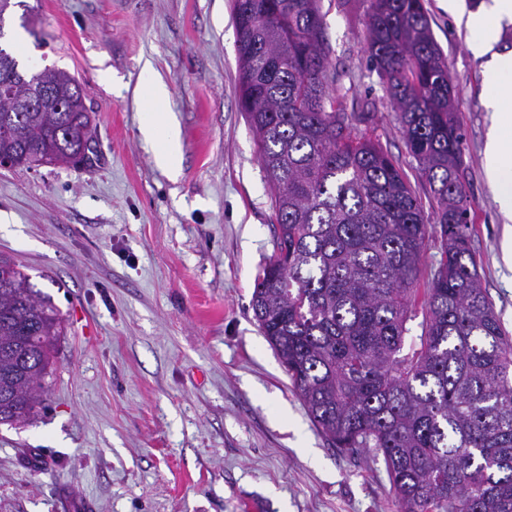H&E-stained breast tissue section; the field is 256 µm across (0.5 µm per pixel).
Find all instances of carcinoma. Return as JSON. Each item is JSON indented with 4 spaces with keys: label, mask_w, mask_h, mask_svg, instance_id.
<instances>
[{
    "label": "carcinoma",
    "mask_w": 512,
    "mask_h": 512,
    "mask_svg": "<svg viewBox=\"0 0 512 512\" xmlns=\"http://www.w3.org/2000/svg\"><path fill=\"white\" fill-rule=\"evenodd\" d=\"M238 100L271 188L275 252L254 319L307 414L336 448L382 456L398 512H512V336L482 288L457 92L425 0H370L367 52L431 192L354 133L326 90L318 0H232ZM54 69L0 62V88L46 82L64 112H0V157L38 167L77 155L90 114ZM441 240L424 276L425 243ZM425 287H420V283ZM425 310L403 355L407 323ZM63 319L0 254V424L37 414Z\"/></svg>",
    "instance_id": "carcinoma-1"
}]
</instances>
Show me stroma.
I'll use <instances>...</instances> for the list:
<instances>
[{"label": "stroma", "instance_id": "stroma-1", "mask_svg": "<svg viewBox=\"0 0 512 512\" xmlns=\"http://www.w3.org/2000/svg\"><path fill=\"white\" fill-rule=\"evenodd\" d=\"M458 92L472 247L512 331V240L485 170L492 112L469 5L425 0ZM327 86L419 195L386 85L369 64L367 0H321ZM20 68L79 78L87 165L0 169V254L64 320L37 416L0 425V512H396L385 465L331 445L250 307L274 251L270 189L238 106L230 0H22L0 20ZM169 87L174 174L140 131Z\"/></svg>", "mask_w": 512, "mask_h": 512}]
</instances>
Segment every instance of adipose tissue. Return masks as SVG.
<instances>
[{"label":"adipose tissue","mask_w":512,"mask_h":512,"mask_svg":"<svg viewBox=\"0 0 512 512\" xmlns=\"http://www.w3.org/2000/svg\"><path fill=\"white\" fill-rule=\"evenodd\" d=\"M512 19V0H493L490 8L470 13L466 25L473 34L475 55H489L485 71L486 103L494 124L486 148L487 174L501 211L512 215V102L505 91L512 87V53L490 55L503 19ZM143 136L157 143L154 162L171 171L177 168L181 151L178 121L174 113L154 112L141 127Z\"/></svg>","instance_id":"1"}]
</instances>
